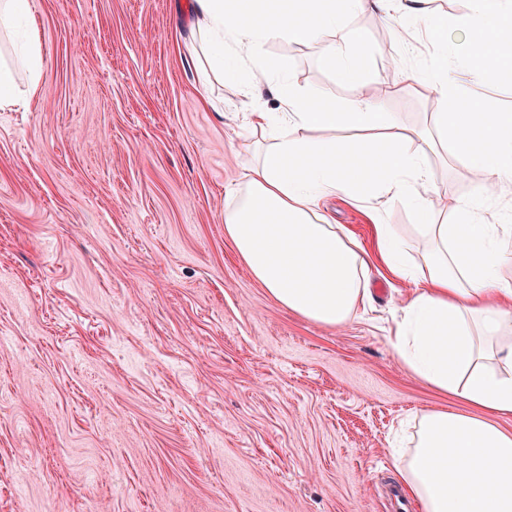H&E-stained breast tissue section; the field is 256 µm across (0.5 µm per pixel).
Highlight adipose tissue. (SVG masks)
<instances>
[{"mask_svg":"<svg viewBox=\"0 0 512 512\" xmlns=\"http://www.w3.org/2000/svg\"><path fill=\"white\" fill-rule=\"evenodd\" d=\"M378 2L391 22L419 20L440 50L423 76L441 100L465 102L463 111L435 113L434 123L456 137L474 175L473 194L443 222L426 223L427 196L436 186L426 155L411 143L427 133L400 127L371 100L344 107L285 80L281 111L247 115L264 145L246 152L242 184L225 198L224 234L274 301L326 327L365 309L363 282L373 263L413 282L395 317L392 345L412 375L461 406L417 411L413 446L394 455L395 472L420 512H512V430L502 425L512 418V282L501 275L512 260L504 249L512 225L478 218L501 180L512 177V111L466 96L447 55L455 49L477 84L512 76V46L487 39L512 28V0H478L477 14L451 25L428 15L424 0ZM361 3L192 0L188 52L203 80L230 74L247 84L260 74L278 76L265 42L322 37L327 62L355 75L363 52L347 20ZM0 34L14 45L13 62L0 58V110L30 107L42 93V47L29 0H0ZM477 50L484 56L479 67L470 63ZM345 126L365 131V138L336 139ZM311 129L322 137L308 138ZM336 195L361 202L380 196L422 218L418 264L405 262L407 240L397 225H377L371 255L331 224L319 202Z\"/></svg>","mask_w":512,"mask_h":512,"instance_id":"ef3b65f1","label":"adipose tissue"}]
</instances>
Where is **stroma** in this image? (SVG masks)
<instances>
[{
	"instance_id": "obj_1",
	"label": "stroma",
	"mask_w": 512,
	"mask_h": 512,
	"mask_svg": "<svg viewBox=\"0 0 512 512\" xmlns=\"http://www.w3.org/2000/svg\"><path fill=\"white\" fill-rule=\"evenodd\" d=\"M190 0H30L43 95L0 112V512H393L392 447L418 410L454 407L390 342L408 283L371 269L357 319L328 328L271 299L224 236L245 115L275 82L202 83ZM358 80L323 40L266 43L296 83L345 104L390 73L384 111L429 131L443 220L474 184L436 130L445 103L411 72L374 0L349 20ZM326 213L364 249L416 216L375 198Z\"/></svg>"
}]
</instances>
